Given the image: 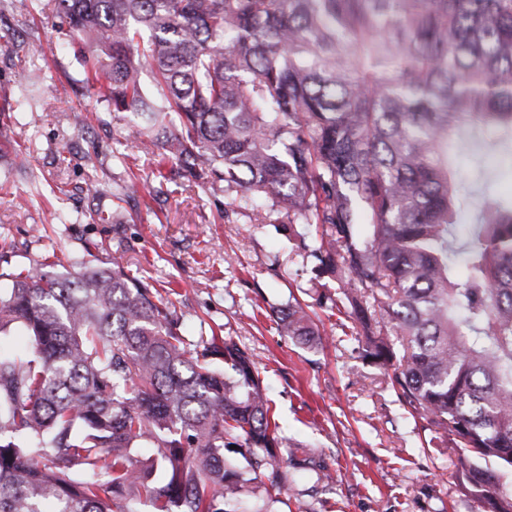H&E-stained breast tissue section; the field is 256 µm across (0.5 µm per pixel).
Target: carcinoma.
Returning a JSON list of instances; mask_svg holds the SVG:
<instances>
[{"mask_svg": "<svg viewBox=\"0 0 512 512\" xmlns=\"http://www.w3.org/2000/svg\"><path fill=\"white\" fill-rule=\"evenodd\" d=\"M125 139L226 205L263 201L340 283L361 357L512 512V197L468 205L450 161L476 127L512 154V0H54ZM314 225V232L298 229ZM0 512H273L330 468L284 455L249 350L190 339L110 260L0 268ZM276 330L315 348L299 301Z\"/></svg>", "mask_w": 512, "mask_h": 512, "instance_id": "obj_1", "label": "carcinoma"}]
</instances>
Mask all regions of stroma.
Returning <instances> with one entry per match:
<instances>
[{"label": "stroma", "mask_w": 512, "mask_h": 512, "mask_svg": "<svg viewBox=\"0 0 512 512\" xmlns=\"http://www.w3.org/2000/svg\"><path fill=\"white\" fill-rule=\"evenodd\" d=\"M57 25L30 0L0 6V267L31 266L51 249L82 256L92 245L96 256L152 279L187 334L245 345L275 421L336 472L329 486L290 488L285 512H480L455 489L456 459L425 457L419 424L345 334L346 312L311 303L312 266L284 232L254 211L226 210L223 194L123 141L126 119L97 104ZM452 155L460 179L482 164L496 174V193L512 196L499 152L462 134ZM293 298L308 304L323 346L276 332L272 309Z\"/></svg>", "instance_id": "35a3bbf8"}]
</instances>
